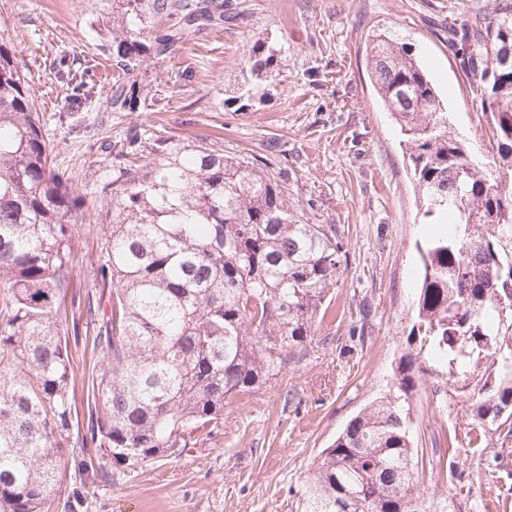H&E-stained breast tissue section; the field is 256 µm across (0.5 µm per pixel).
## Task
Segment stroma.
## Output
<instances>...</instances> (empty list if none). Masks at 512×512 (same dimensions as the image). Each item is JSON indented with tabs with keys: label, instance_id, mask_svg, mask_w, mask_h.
Segmentation results:
<instances>
[{
	"label": "stroma",
	"instance_id": "35a3bbf8",
	"mask_svg": "<svg viewBox=\"0 0 512 512\" xmlns=\"http://www.w3.org/2000/svg\"><path fill=\"white\" fill-rule=\"evenodd\" d=\"M243 21L196 33L167 57L146 60L148 107H112V62L96 55L97 0H0V37L10 42L49 130L55 166L78 193L90 170L130 127L225 153L266 156L288 172V201L301 222L334 225L345 261L310 353L259 390L236 396L211 439L96 489L87 512H291L312 463L350 419L388 394L402 354L418 351L416 246L428 233L397 124L370 83L372 31L403 32L443 99L459 137L485 133L449 26L498 0H232ZM260 40L278 49L274 78L236 101L234 79ZM85 74L91 96L79 125L65 109L71 87L57 67ZM369 301L368 321L359 304ZM446 379L423 375L412 402L428 495L459 512H512V436L488 447L451 443L472 421L446 395ZM459 479L449 482V469Z\"/></svg>",
	"mask_w": 512,
	"mask_h": 512
}]
</instances>
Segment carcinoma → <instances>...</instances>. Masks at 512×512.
Segmentation results:
<instances>
[{"instance_id": "1", "label": "carcinoma", "mask_w": 512, "mask_h": 512, "mask_svg": "<svg viewBox=\"0 0 512 512\" xmlns=\"http://www.w3.org/2000/svg\"><path fill=\"white\" fill-rule=\"evenodd\" d=\"M112 18L96 50L112 57L114 104L141 105L135 77L200 24L240 15L212 0H101ZM491 159L475 158L399 34L376 30L370 80L397 123L424 206L438 219L419 248L420 349L392 393L352 418L310 469L295 512H456L418 488L411 402L420 374L447 377L471 403L467 445L512 419V0L448 27ZM247 80L275 76L277 50L256 40ZM96 198L52 164L50 140L18 58L0 40V512H78L101 460L143 467L207 439L224 406L309 353L342 266L331 224H303L287 180L264 157L226 156L132 128ZM95 208L102 237L79 315L72 229ZM90 328L89 372L71 349ZM87 411L74 423L77 386ZM73 482L62 495V479Z\"/></svg>"}]
</instances>
